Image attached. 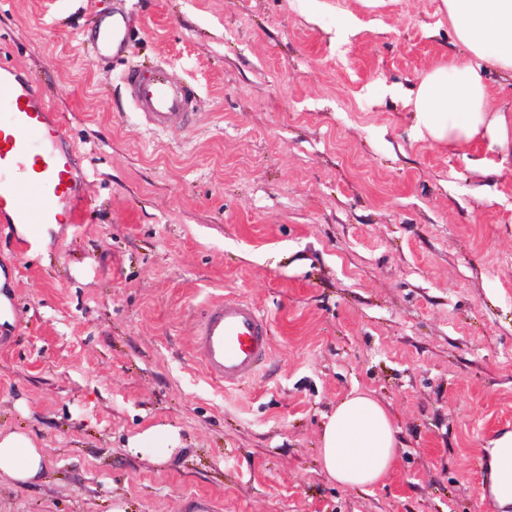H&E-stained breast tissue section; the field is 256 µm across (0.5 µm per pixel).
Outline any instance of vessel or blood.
Returning a JSON list of instances; mask_svg holds the SVG:
<instances>
[{
  "label": "vessel or blood",
  "mask_w": 512,
  "mask_h": 512,
  "mask_svg": "<svg viewBox=\"0 0 512 512\" xmlns=\"http://www.w3.org/2000/svg\"><path fill=\"white\" fill-rule=\"evenodd\" d=\"M93 27L99 58L126 52L119 18L100 12ZM123 83L151 128L182 126L193 115V88L170 78L165 66L129 69ZM83 203L67 134L38 84L16 68L0 66V224H75ZM195 354L209 377L224 386L255 377L272 355L267 315L240 297L205 304L196 324Z\"/></svg>",
  "instance_id": "b4317fda"
}]
</instances>
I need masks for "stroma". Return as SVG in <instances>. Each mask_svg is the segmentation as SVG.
<instances>
[{
  "label": "stroma",
  "instance_id": "1",
  "mask_svg": "<svg viewBox=\"0 0 512 512\" xmlns=\"http://www.w3.org/2000/svg\"><path fill=\"white\" fill-rule=\"evenodd\" d=\"M440 0H0V61L38 77L75 148L83 221L0 230V428L45 451L0 512H488L480 459L512 431V163L438 145L405 101L464 50ZM129 55L96 58L92 16ZM160 61L192 124L150 129L121 81ZM247 299L272 358L227 388L200 306ZM388 409L390 476L321 470L354 388ZM176 429L164 455L145 429Z\"/></svg>",
  "mask_w": 512,
  "mask_h": 512
}]
</instances>
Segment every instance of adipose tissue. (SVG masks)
Instances as JSON below:
<instances>
[{
	"label": "adipose tissue",
	"instance_id": "1",
	"mask_svg": "<svg viewBox=\"0 0 512 512\" xmlns=\"http://www.w3.org/2000/svg\"><path fill=\"white\" fill-rule=\"evenodd\" d=\"M466 56L452 66L428 71L409 96L420 133L437 143L467 144L488 138L501 149L512 146V114L491 104L488 69L512 74V0H441ZM327 476L355 488L382 483L394 468L398 438L385 407L352 392L339 402L320 436ZM44 453L28 435L0 434V478L36 480Z\"/></svg>",
	"mask_w": 512,
	"mask_h": 512
}]
</instances>
